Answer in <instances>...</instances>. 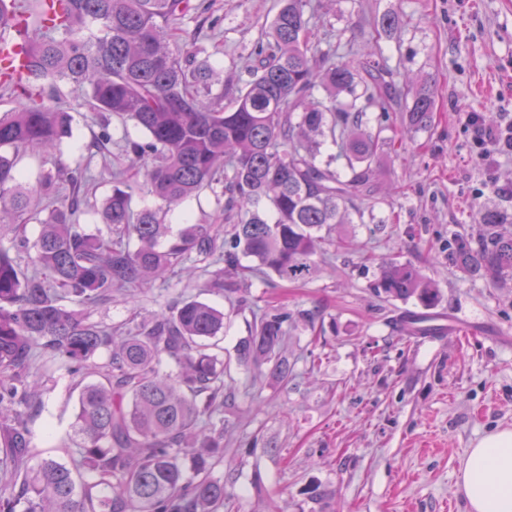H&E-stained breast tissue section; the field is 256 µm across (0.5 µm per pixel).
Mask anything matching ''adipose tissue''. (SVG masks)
I'll return each instance as SVG.
<instances>
[{
  "label": "adipose tissue",
  "mask_w": 512,
  "mask_h": 512,
  "mask_svg": "<svg viewBox=\"0 0 512 512\" xmlns=\"http://www.w3.org/2000/svg\"><path fill=\"white\" fill-rule=\"evenodd\" d=\"M459 490L468 512H512V428L473 444L460 468Z\"/></svg>",
  "instance_id": "obj_1"
}]
</instances>
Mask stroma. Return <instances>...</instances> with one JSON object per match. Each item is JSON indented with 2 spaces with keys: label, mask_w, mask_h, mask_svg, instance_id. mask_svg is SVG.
<instances>
[{
  "label": "stroma",
  "mask_w": 512,
  "mask_h": 512,
  "mask_svg": "<svg viewBox=\"0 0 512 512\" xmlns=\"http://www.w3.org/2000/svg\"><path fill=\"white\" fill-rule=\"evenodd\" d=\"M197 11L179 25L195 44L197 63L210 64L214 91H234L261 24L277 0H193ZM321 0L341 52L365 59L375 17L396 12L383 35L385 63L396 80L433 78L438 95L431 127L412 132L398 151L384 152L373 196L359 201L361 222L339 224L315 257L305 282L268 283L252 276L246 305L208 288V272L167 273L151 284L113 292L92 320L120 325L178 296H195L224 312V359L233 382L224 404V462L215 476L234 512H467L458 476L468 448L485 434L512 427V281L465 272L448 257V239L477 235L475 203L512 211V154L479 161L468 122L492 113L512 121V0ZM74 145L60 160L87 169L81 192L102 204L109 170L126 167L120 150L91 155L99 116L82 96L71 100ZM220 192L204 190L170 213L172 231L209 217L219 241L234 232ZM412 264L441 292L437 314L474 327L471 336L409 339L392 320L404 302L375 288L383 266ZM286 312L283 354L291 373L281 379L239 365L236 347L254 317ZM43 416L30 425L41 456H58L75 414L66 398L70 378L45 379Z\"/></svg>",
  "instance_id": "35a3bbf8"
}]
</instances>
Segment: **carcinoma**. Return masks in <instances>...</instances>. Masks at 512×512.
<instances>
[{
	"instance_id": "obj_1",
	"label": "carcinoma",
	"mask_w": 512,
	"mask_h": 512,
	"mask_svg": "<svg viewBox=\"0 0 512 512\" xmlns=\"http://www.w3.org/2000/svg\"><path fill=\"white\" fill-rule=\"evenodd\" d=\"M19 2L0 0V37L25 35V73L0 68V96L23 93L0 115V225L34 220L41 231L32 241L17 224L16 257L0 248V512H220L224 480L213 472L224 458V312L182 298L119 333L87 308L193 258L212 260L206 287L229 295L243 288L224 283L226 267L311 278L321 231L353 223L348 208L372 194L379 155L392 146L384 129L367 128L366 112L402 100L407 124L424 130L437 87L429 78L399 85L379 46L358 63L322 49L314 0H280L250 54L249 79L227 104L212 93V68L194 65L195 46L175 38L191 0H41L34 24ZM71 94L147 135L122 148L144 168L143 183L112 173L97 212L105 229L94 233L79 224L90 205L59 195L80 173L56 163L32 186L17 171L25 152L73 138ZM328 144L336 152L324 159ZM216 186L234 223L229 244L212 224L168 235L166 209ZM138 191L158 205L134 209ZM474 220L482 232L449 239L448 256L468 273L512 280V213L477 204ZM24 258L49 276L25 271ZM377 293L420 306L398 317L407 335L440 333L418 326L440 303L418 268L385 265ZM287 337L288 314L264 313L237 360L286 376ZM163 358L174 365L165 376L156 370ZM55 370L77 393L60 448L69 462L47 457L31 467L38 452L28 424L43 408L37 379Z\"/></svg>"
}]
</instances>
